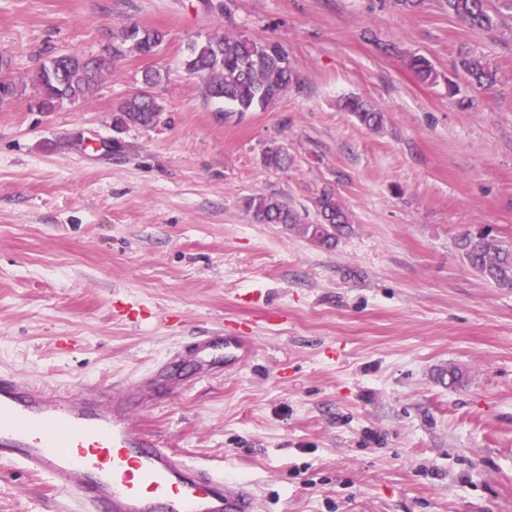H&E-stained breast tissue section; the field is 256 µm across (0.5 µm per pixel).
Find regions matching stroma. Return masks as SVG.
Wrapping results in <instances>:
<instances>
[{
  "instance_id": "obj_1",
  "label": "stroma",
  "mask_w": 512,
  "mask_h": 512,
  "mask_svg": "<svg viewBox=\"0 0 512 512\" xmlns=\"http://www.w3.org/2000/svg\"><path fill=\"white\" fill-rule=\"evenodd\" d=\"M133 23L166 32L156 54L123 43ZM215 33L278 41L296 84L224 113L184 65ZM1 51L24 92L0 99V372L77 393L242 333L249 364L206 380L182 367L180 394L133 415L250 483L261 512H512V289L456 246L484 224L512 245L511 17L483 31L441 0H0ZM466 51L497 71L469 105L447 88H467ZM60 52L102 61V78L37 111L30 77ZM149 69L165 74L157 127L113 129ZM349 96L381 129L341 108ZM273 143L287 169L265 167ZM327 186L352 220L330 248L243 205L268 194L313 222ZM68 499L0 460V512ZM343 108L351 112L365 127L376 130L382 125V113L359 97L348 98L343 103Z\"/></svg>"
}]
</instances>
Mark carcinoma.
<instances>
[{"label":"carcinoma","mask_w":512,"mask_h":512,"mask_svg":"<svg viewBox=\"0 0 512 512\" xmlns=\"http://www.w3.org/2000/svg\"><path fill=\"white\" fill-rule=\"evenodd\" d=\"M448 13L472 28L494 30L503 23L504 12H512V0H443ZM165 39L164 32L138 24L125 27L123 41L130 50L141 55L151 54ZM288 54L282 45L270 39L248 36L213 35L189 47L185 67L192 73L207 76L206 91L211 98L224 101L230 112H252L265 108L287 92L294 82L288 67ZM458 65L475 92L494 86L497 71L481 56L469 53L459 57ZM410 68L424 81L434 82L437 73L430 61L415 56ZM102 63L73 54H59L42 63L30 78L36 93V104L43 112H55L66 103H73L98 83ZM159 70H147L144 88L127 99L113 117L112 126L123 130L129 126L147 127L154 123L161 106L151 89L161 83ZM343 108L351 112L365 127L376 130L382 125V113L359 97L348 98ZM265 166L284 169L288 154L279 146L269 147L263 154ZM246 209L259 224H282L300 237L318 245L331 246L351 227V217L336 198L335 191L326 187L316 200L318 218L315 223L303 222L300 215L280 199L256 194L248 197ZM468 266L500 288H512V248L502 244L493 229H481L468 234L457 243Z\"/></svg>","instance_id":"cac0c4a2"}]
</instances>
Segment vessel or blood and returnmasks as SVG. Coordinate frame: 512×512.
<instances>
[{"instance_id": "obj_1", "label": "vessel or blood", "mask_w": 512, "mask_h": 512, "mask_svg": "<svg viewBox=\"0 0 512 512\" xmlns=\"http://www.w3.org/2000/svg\"><path fill=\"white\" fill-rule=\"evenodd\" d=\"M255 353L253 337L219 333L189 350L204 378L238 369ZM155 384L168 396L183 387L167 361L142 380L78 397L0 373V458L52 478L84 512H259L250 484L179 459L136 427L134 396Z\"/></svg>"}]
</instances>
